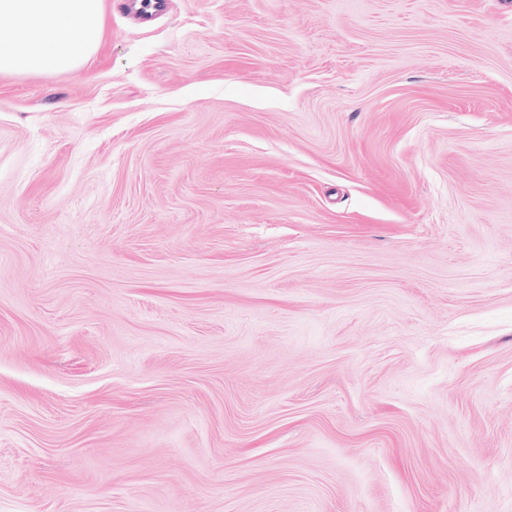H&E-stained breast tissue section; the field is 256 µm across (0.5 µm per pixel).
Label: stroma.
I'll return each instance as SVG.
<instances>
[{
	"label": "stroma",
	"mask_w": 512,
	"mask_h": 512,
	"mask_svg": "<svg viewBox=\"0 0 512 512\" xmlns=\"http://www.w3.org/2000/svg\"><path fill=\"white\" fill-rule=\"evenodd\" d=\"M0 74V512H512V0H104ZM124 10L127 14L148 20L162 12L166 7V0H123Z\"/></svg>",
	"instance_id": "stroma-1"
}]
</instances>
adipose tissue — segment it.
Here are the masks:
<instances>
[{"instance_id":"obj_1","label":"adipose tissue","mask_w":512,"mask_h":512,"mask_svg":"<svg viewBox=\"0 0 512 512\" xmlns=\"http://www.w3.org/2000/svg\"><path fill=\"white\" fill-rule=\"evenodd\" d=\"M0 73L46 74L79 68L102 34V0H0Z\"/></svg>"}]
</instances>
